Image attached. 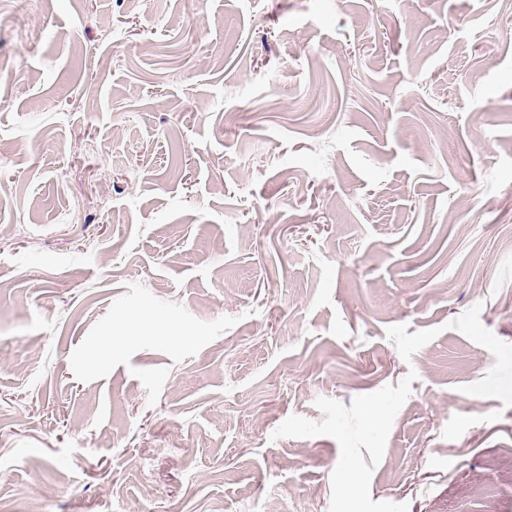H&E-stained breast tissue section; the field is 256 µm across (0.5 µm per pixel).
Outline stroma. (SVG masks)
Masks as SVG:
<instances>
[{
    "label": "stroma",
    "mask_w": 512,
    "mask_h": 512,
    "mask_svg": "<svg viewBox=\"0 0 512 512\" xmlns=\"http://www.w3.org/2000/svg\"><path fill=\"white\" fill-rule=\"evenodd\" d=\"M1 507L512 512V0H0Z\"/></svg>",
    "instance_id": "stroma-1"
}]
</instances>
